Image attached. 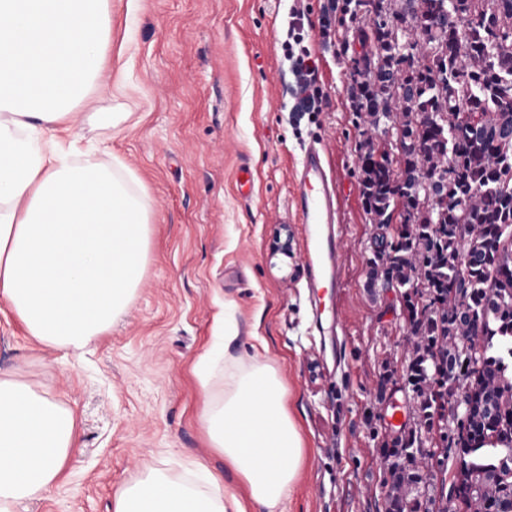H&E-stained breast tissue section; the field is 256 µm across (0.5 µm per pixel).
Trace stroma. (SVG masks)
I'll use <instances>...</instances> for the list:
<instances>
[{
  "instance_id": "obj_1",
  "label": "stroma",
  "mask_w": 512,
  "mask_h": 512,
  "mask_svg": "<svg viewBox=\"0 0 512 512\" xmlns=\"http://www.w3.org/2000/svg\"><path fill=\"white\" fill-rule=\"evenodd\" d=\"M295 10L311 21L317 112L297 111L301 76L281 49ZM360 52L332 0H112L109 89L89 96L96 111L130 115L109 146L143 191L148 263L127 313L79 351L39 345L0 305V368L69 408L78 431L58 482L17 512H113L116 493L148 465L187 480L204 465L239 488L198 422L195 367L227 329V357L257 351L276 361L302 432L308 462L288 512H385L382 448L398 431L388 416L400 407L407 430L417 419L402 377L403 299L370 279L373 237L395 230L373 223L363 194V127L349 92ZM313 141L339 174L340 376L313 328L291 199L295 165ZM284 226L288 259L270 250Z\"/></svg>"
}]
</instances>
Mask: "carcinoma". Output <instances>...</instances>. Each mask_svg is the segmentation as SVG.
<instances>
[{"label": "carcinoma", "instance_id": "cac0c4a2", "mask_svg": "<svg viewBox=\"0 0 512 512\" xmlns=\"http://www.w3.org/2000/svg\"><path fill=\"white\" fill-rule=\"evenodd\" d=\"M373 2L340 6L353 21L360 8L369 18L350 86L355 111L367 125H388L398 149L394 163L360 155L377 223H389L397 205L405 215L395 237L373 239V255L395 277L372 281L398 290L417 336L405 377L419 425L445 440L450 422L465 432L440 473L459 469L472 480L458 501L430 494L435 454L411 430L383 448L386 512H512V262L489 260L512 255V0H496L492 16L482 0H399L393 13ZM394 25L407 46L388 39ZM426 168L451 178H419ZM460 308L482 325L473 337Z\"/></svg>", "mask_w": 512, "mask_h": 512}]
</instances>
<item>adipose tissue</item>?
<instances>
[{"label":"adipose tissue","mask_w":512,"mask_h":512,"mask_svg":"<svg viewBox=\"0 0 512 512\" xmlns=\"http://www.w3.org/2000/svg\"><path fill=\"white\" fill-rule=\"evenodd\" d=\"M110 0H0V300L37 343L81 348L111 330L143 279L150 215L138 180L100 162L84 124L112 130L118 112H81L111 37ZM200 421L246 495L207 475L196 484L149 468L113 512H285L306 461L286 389L253 355L198 369ZM76 443L71 410L0 369V512L57 481Z\"/></svg>","instance_id":"1"}]
</instances>
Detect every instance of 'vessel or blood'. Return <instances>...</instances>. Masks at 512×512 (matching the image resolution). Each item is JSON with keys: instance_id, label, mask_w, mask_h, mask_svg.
Here are the masks:
<instances>
[{"instance_id": "1", "label": "vessel or blood", "mask_w": 512, "mask_h": 512, "mask_svg": "<svg viewBox=\"0 0 512 512\" xmlns=\"http://www.w3.org/2000/svg\"><path fill=\"white\" fill-rule=\"evenodd\" d=\"M293 202L305 228L307 281L316 324L335 336L336 362L345 359V317L340 307H326L321 290L341 288L345 269L339 196L332 170L320 148L304 150L294 171Z\"/></svg>"}]
</instances>
